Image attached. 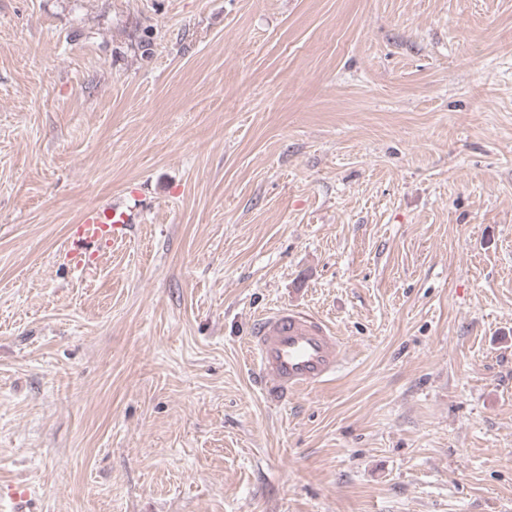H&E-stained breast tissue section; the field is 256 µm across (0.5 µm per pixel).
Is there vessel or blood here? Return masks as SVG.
<instances>
[{
    "label": "vessel or blood",
    "instance_id": "vessel-or-blood-1",
    "mask_svg": "<svg viewBox=\"0 0 512 512\" xmlns=\"http://www.w3.org/2000/svg\"><path fill=\"white\" fill-rule=\"evenodd\" d=\"M134 217L113 205L86 211L69 252L75 267L91 271L90 259L102 241L125 242ZM249 355L268 394L283 397L334 377L341 365L343 344L335 332L314 315L281 308L259 316L249 336ZM10 512H30L29 487L0 490V502Z\"/></svg>",
    "mask_w": 512,
    "mask_h": 512
}]
</instances>
